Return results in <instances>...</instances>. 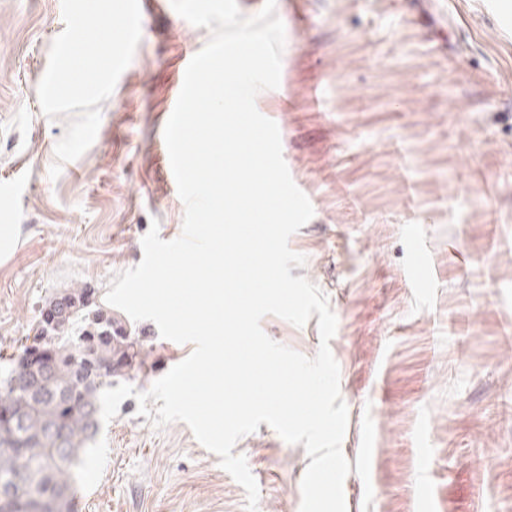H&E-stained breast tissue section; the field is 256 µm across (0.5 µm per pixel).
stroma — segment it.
<instances>
[{
    "instance_id": "obj_1",
    "label": "stroma",
    "mask_w": 512,
    "mask_h": 512,
    "mask_svg": "<svg viewBox=\"0 0 512 512\" xmlns=\"http://www.w3.org/2000/svg\"><path fill=\"white\" fill-rule=\"evenodd\" d=\"M281 81L256 106L284 129L282 152L314 215L293 234L291 274L327 296L348 418L372 443L342 442L357 512H512V13L502 0H292ZM61 0H0V368L19 357L53 294L88 287L104 303L114 274L143 258L151 224L181 234L163 131L187 47L211 33L146 0L141 41L94 143L50 179L68 119L37 88ZM435 280L406 277L413 234ZM112 314L144 336L129 373L147 391L193 344ZM261 327L301 354L317 318ZM255 477L258 512H300L310 459L267 424L234 448ZM74 512H245L244 489L185 423L155 428L124 399L77 468Z\"/></svg>"
}]
</instances>
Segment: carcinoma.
I'll return each mask as SVG.
<instances>
[{"label": "carcinoma", "instance_id": "carcinoma-1", "mask_svg": "<svg viewBox=\"0 0 512 512\" xmlns=\"http://www.w3.org/2000/svg\"><path fill=\"white\" fill-rule=\"evenodd\" d=\"M88 288L53 296L50 320L41 319L33 346L48 345L53 362L26 374L10 371L0 383V409L14 421L0 424V480L28 488L0 495V512H71L68 496L80 454L98 431L100 395L132 365L145 340H134L121 322L89 302Z\"/></svg>", "mask_w": 512, "mask_h": 512}]
</instances>
